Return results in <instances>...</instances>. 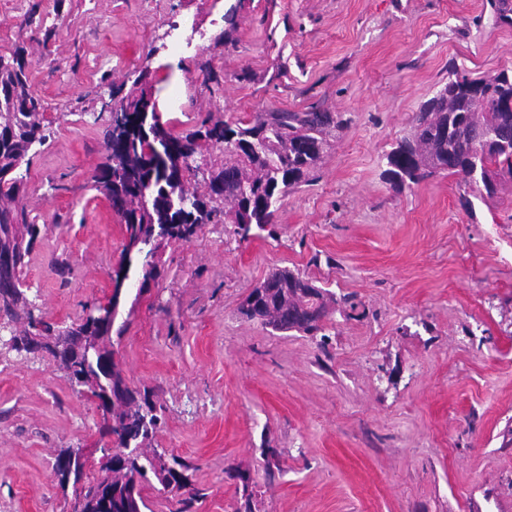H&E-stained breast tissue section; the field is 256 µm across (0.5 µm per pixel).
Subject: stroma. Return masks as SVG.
Here are the masks:
<instances>
[{
    "mask_svg": "<svg viewBox=\"0 0 512 512\" xmlns=\"http://www.w3.org/2000/svg\"><path fill=\"white\" fill-rule=\"evenodd\" d=\"M33 8L61 14L51 39L26 24ZM175 24L202 40L167 50ZM17 47L50 122L16 202L48 227L24 280L59 323L113 291L125 229L92 177L106 106L140 71L177 132L273 111L350 119L283 198L276 237L201 225L163 249L146 291L122 292V373L158 394L152 445L187 464L191 512H236L240 472L253 512H512V186L382 177L449 64L512 72V24L487 0H0V53ZM278 268L334 296L323 332L240 314ZM101 424L49 356L1 354L0 512H67L55 458L106 444Z\"/></svg>",
    "mask_w": 512,
    "mask_h": 512,
    "instance_id": "stroma-1",
    "label": "stroma"
}]
</instances>
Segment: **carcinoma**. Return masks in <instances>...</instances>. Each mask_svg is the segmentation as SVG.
<instances>
[{
  "mask_svg": "<svg viewBox=\"0 0 512 512\" xmlns=\"http://www.w3.org/2000/svg\"><path fill=\"white\" fill-rule=\"evenodd\" d=\"M31 63L25 50L0 55V237L12 238V281L0 288V349L32 353L31 336L56 337L71 358L59 364L69 379L87 387L93 396L112 388V407L103 410V429L116 447L127 453L112 456V468L99 467V475L82 483L87 512H131L132 503L146 509L147 474L161 485L187 496L177 500L174 512H190L199 492L188 490L177 456L151 448L162 423L148 392L138 398L125 382L119 362L112 370L99 369L100 353L115 356L112 331L119 307L114 298L86 308L78 323L62 327L35 315L36 303L26 295L24 268L48 225L37 224L23 209L14 207L24 190L30 155L48 140L49 121L44 100L31 90ZM130 94L127 128H108L105 162L95 176L94 188L112 204L124 224L126 244L116 283L140 279L139 291L160 275L159 255L171 239H185L200 224L220 220L236 226L245 240L256 230L274 224L277 204L286 194L310 182L322 162L333 130L347 120L329 112H267L253 123L205 119L200 126L174 133L161 121L158 102ZM512 74L505 71L489 79H471L454 63L448 64V83L425 101L412 119L410 132L386 154L384 178L402 188L447 172L461 177L472 190L497 195L512 181ZM224 146V167L212 169L206 192L185 186V175L200 170L198 160L213 146ZM240 312L250 320L278 332L312 333L321 329L328 311L322 289L287 269H275L245 297ZM98 337V348L79 349L85 337ZM242 487L240 508L252 512L250 475H235Z\"/></svg>",
  "mask_w": 512,
  "mask_h": 512,
  "instance_id": "obj_1",
  "label": "carcinoma"
}]
</instances>
